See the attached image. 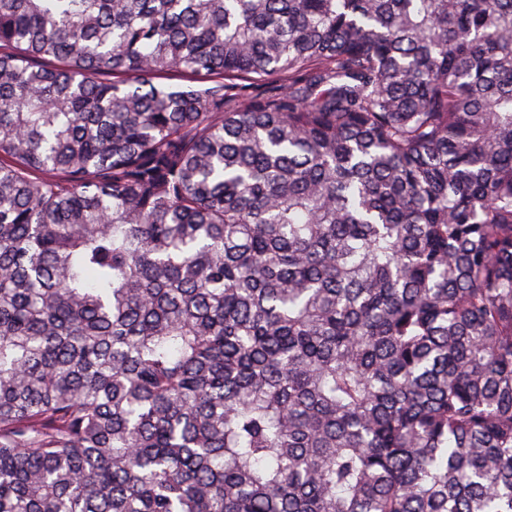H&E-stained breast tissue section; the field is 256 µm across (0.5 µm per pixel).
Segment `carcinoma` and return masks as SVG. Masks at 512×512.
<instances>
[{
  "mask_svg": "<svg viewBox=\"0 0 512 512\" xmlns=\"http://www.w3.org/2000/svg\"><path fill=\"white\" fill-rule=\"evenodd\" d=\"M0 512H512V0H0Z\"/></svg>",
  "mask_w": 512,
  "mask_h": 512,
  "instance_id": "carcinoma-1",
  "label": "carcinoma"
}]
</instances>
